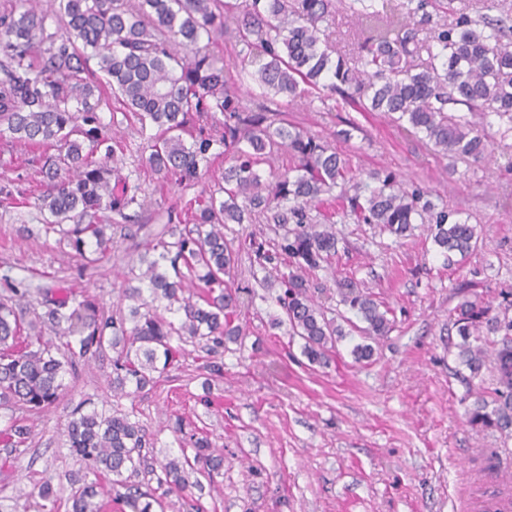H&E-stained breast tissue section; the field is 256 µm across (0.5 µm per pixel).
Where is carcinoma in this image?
Segmentation results:
<instances>
[{
  "instance_id": "1",
  "label": "carcinoma",
  "mask_w": 512,
  "mask_h": 512,
  "mask_svg": "<svg viewBox=\"0 0 512 512\" xmlns=\"http://www.w3.org/2000/svg\"><path fill=\"white\" fill-rule=\"evenodd\" d=\"M452 0H406L399 15L387 0H353L350 8L373 27L354 64L332 57L330 22L336 0H0V139L44 147L38 162L45 174L38 233L70 247L84 265L112 249L114 228L132 234L128 210H141V183L119 175L122 141L104 130L102 96L119 104L120 115L140 131L155 126L146 169L178 187L194 186L211 163L210 150L224 151V185L203 188L181 209L167 208V224L146 245L138 263L127 265L131 286L127 312L105 313L96 300H79L61 288L39 286L0 297V410L8 411L0 441L23 455L31 427L23 416L44 415L66 396L65 376L106 350L112 359L113 396L131 398L172 364V339L204 344L219 355L238 342V297L227 284L238 255L224 240V225L251 224L262 217L281 230L273 247L250 243L256 279L282 288L276 303L302 354L325 365L345 336L326 316L308 287L312 273L329 268L336 254L333 214L317 224L311 209L339 189V197L365 223L397 238L411 225H430L433 244L445 258L476 246V226L438 207L428 190L374 171L377 186L362 193L348 177L345 160L319 137L290 123L285 108L315 93L333 96L355 112H384L425 134L435 151L475 163L489 157L483 130L464 115L512 123V14L479 20L461 13L448 21ZM235 34L251 57L259 93L245 99L227 79L229 65L210 54L208 42ZM426 48L419 71L408 60ZM191 142H186V139ZM282 153L293 169L256 166ZM288 259V272L271 282L269 266ZM341 302L365 323L374 341L388 336L393 321L372 295L351 281L340 286ZM459 363L474 378L488 357L495 365L493 399H477L471 421L512 428V318L491 303L466 299L452 323ZM65 445L86 473L68 475L71 512H103L113 502L130 512H162L174 489L204 491L192 475L219 472L224 455L206 437L193 440L194 455L147 465L143 450L154 447L136 410L86 398L71 406ZM93 478H88V475ZM157 487L142 490L140 476Z\"/></svg>"
}]
</instances>
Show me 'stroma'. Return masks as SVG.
Wrapping results in <instances>:
<instances>
[{"label": "stroma", "instance_id": "1", "mask_svg": "<svg viewBox=\"0 0 512 512\" xmlns=\"http://www.w3.org/2000/svg\"><path fill=\"white\" fill-rule=\"evenodd\" d=\"M288 120L327 141L353 174L387 170L430 190L435 203L476 225L474 251L446 261L424 225L398 240L351 214L346 199L327 198L320 210L339 214L337 250L331 270L311 277V292L345 316L337 282L355 278L388 309L394 328L372 361H355L352 349L362 341L355 331L319 366L309 364L287 327H272L282 310L252 277L249 244L276 240L274 225H226L224 236L239 253L236 314L246 335L224 347L223 376L209 378L206 351L190 344L179 345L173 364L132 400L112 395L111 357L80 367L69 403L32 419L26 454L12 463L0 451V498L77 469L60 436L69 404L108 398L115 408L136 409L158 438L157 458L180 452L169 431L175 420L187 434L209 437L224 467L200 501L203 512H460L468 496L469 512H484V460L498 453L500 474L512 475V434L469 418L477 397L492 396L493 363L463 380L448 347L458 340L451 316L460 302H512V133L488 127L492 158L474 164L437 155L382 113L355 112L332 99L289 105ZM42 180L24 150L0 140V184L22 192L20 203L0 202V295L23 279L59 284L94 296L110 312L119 309L125 261L166 224L167 206L199 192L147 176L143 186L155 205L141 215L136 236L83 272L69 247L21 232L40 222ZM55 489L54 512H69L67 484L57 481Z\"/></svg>", "mask_w": 512, "mask_h": 512}]
</instances>
